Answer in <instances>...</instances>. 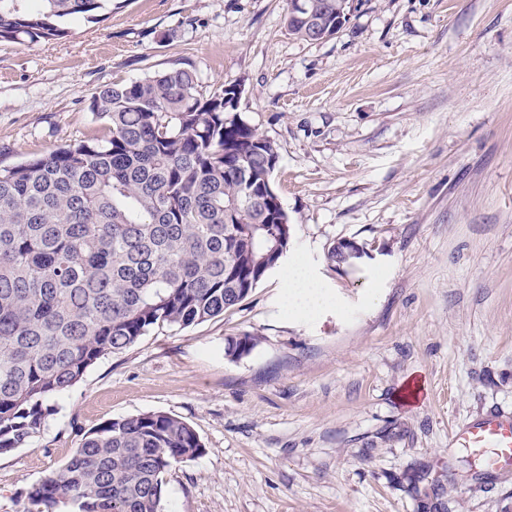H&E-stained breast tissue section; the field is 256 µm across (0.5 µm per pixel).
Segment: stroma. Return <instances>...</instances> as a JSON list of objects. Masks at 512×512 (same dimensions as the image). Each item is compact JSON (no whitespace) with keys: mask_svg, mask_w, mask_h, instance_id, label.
<instances>
[{"mask_svg":"<svg viewBox=\"0 0 512 512\" xmlns=\"http://www.w3.org/2000/svg\"><path fill=\"white\" fill-rule=\"evenodd\" d=\"M287 10L107 0L65 38L0 42V166L101 134L97 88L188 68L207 93L243 86L293 226L241 305L153 329L56 396L40 436L0 455V512H29L81 431L149 411L206 448L167 475L164 512H512V472L479 476L449 445L512 409V0H354L319 41L290 36ZM342 238L366 253L339 269ZM297 260L330 297L307 319L286 306ZM243 335L259 343L231 359Z\"/></svg>","mask_w":512,"mask_h":512,"instance_id":"obj_1","label":"stroma"}]
</instances>
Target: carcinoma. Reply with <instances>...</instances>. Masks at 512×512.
<instances>
[{"label": "carcinoma", "mask_w": 512, "mask_h": 512, "mask_svg": "<svg viewBox=\"0 0 512 512\" xmlns=\"http://www.w3.org/2000/svg\"><path fill=\"white\" fill-rule=\"evenodd\" d=\"M104 0H0V42L68 35ZM288 33L330 38L350 0H310ZM108 134L0 167V455L37 437L50 401L155 327L182 329L245 301L292 236L273 186L278 151L239 112L236 85L204 94L174 68L98 88ZM244 335L225 354L257 346ZM205 453L166 412L108 419L29 492L43 512H163L166 475Z\"/></svg>", "instance_id": "carcinoma-1"}]
</instances>
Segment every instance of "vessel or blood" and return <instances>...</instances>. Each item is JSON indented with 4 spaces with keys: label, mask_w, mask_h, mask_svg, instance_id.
<instances>
[{
    "label": "vessel or blood",
    "mask_w": 512,
    "mask_h": 512,
    "mask_svg": "<svg viewBox=\"0 0 512 512\" xmlns=\"http://www.w3.org/2000/svg\"><path fill=\"white\" fill-rule=\"evenodd\" d=\"M451 447L463 450L488 472L512 469V412L494 408L454 428Z\"/></svg>",
    "instance_id": "1"
}]
</instances>
